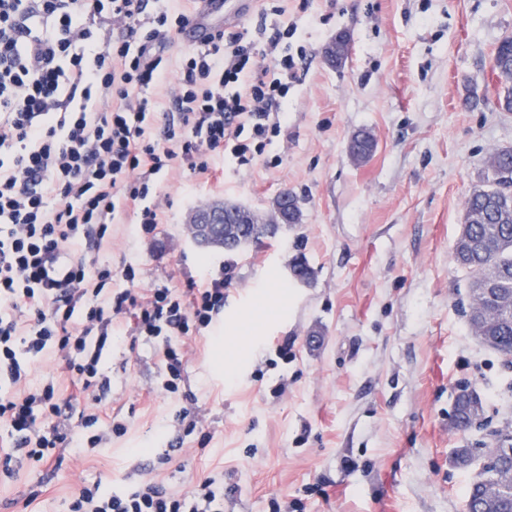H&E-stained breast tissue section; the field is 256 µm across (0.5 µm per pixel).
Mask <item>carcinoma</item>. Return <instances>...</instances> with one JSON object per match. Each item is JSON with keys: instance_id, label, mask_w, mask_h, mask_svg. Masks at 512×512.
<instances>
[{"instance_id": "1", "label": "carcinoma", "mask_w": 512, "mask_h": 512, "mask_svg": "<svg viewBox=\"0 0 512 512\" xmlns=\"http://www.w3.org/2000/svg\"><path fill=\"white\" fill-rule=\"evenodd\" d=\"M493 64L512 74V37L497 45ZM355 148L358 160H368L373 152L371 136L356 135ZM490 168L487 185L466 201L454 262L470 273V300L480 304L481 330L489 336L490 347L512 355V300L502 294L505 289L512 291V150L494 152ZM267 236L273 238L276 233H267L262 223L232 224L226 229L216 226L209 246L222 248L231 240L259 241ZM452 423L459 430L471 426L467 401L461 396L456 399ZM467 508L469 512H512V494L485 499L479 487H472Z\"/></svg>"}]
</instances>
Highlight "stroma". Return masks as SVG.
I'll return each instance as SVG.
<instances>
[{
  "instance_id": "obj_1",
  "label": "stroma",
  "mask_w": 512,
  "mask_h": 512,
  "mask_svg": "<svg viewBox=\"0 0 512 512\" xmlns=\"http://www.w3.org/2000/svg\"><path fill=\"white\" fill-rule=\"evenodd\" d=\"M240 29L285 28L297 59L273 164L226 165L221 180L167 175L155 235L113 225L88 259L138 267L136 288L185 287L233 260L224 334L193 336L180 392L160 388L158 343L124 336L105 352L103 410L128 422L101 453L18 459L0 474V512H68L80 482L115 490L157 478L180 490L224 483V512H466L467 492L512 424V365L476 338L453 261L468 196L495 150L512 149V111L496 104L492 55L512 36V0H281ZM350 35L342 67L323 47ZM369 132L375 150L347 146ZM292 191L302 221L227 253L191 242L187 217L226 201L269 214ZM314 271L295 280L294 259ZM469 385L484 427L451 416ZM198 428L180 437L183 394ZM472 448L459 468L453 453Z\"/></svg>"
}]
</instances>
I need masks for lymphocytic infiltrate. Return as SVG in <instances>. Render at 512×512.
Instances as JSON below:
<instances>
[{
    "label": "lymphocytic infiltrate",
    "instance_id": "1",
    "mask_svg": "<svg viewBox=\"0 0 512 512\" xmlns=\"http://www.w3.org/2000/svg\"><path fill=\"white\" fill-rule=\"evenodd\" d=\"M147 0H0V426L11 438L0 472L17 456L47 461L55 448L101 449L123 436L120 415L97 407L110 387L101 361L117 318L131 314L136 335L163 342V389L178 393L190 336L224 332L227 266L185 288H112V268L88 264L74 245L101 243L119 212L149 234L165 206L154 184L180 171L217 179L221 160L248 167L287 122L289 80L297 63L281 49L284 30L264 42L248 32L214 34L186 52L175 83L156 51L180 31L186 12L147 13ZM118 35L101 37L102 25ZM170 86L173 109L162 133L151 117L154 91ZM67 363L66 381L92 409L77 432L59 429V384L27 381L34 361ZM46 422L39 430L37 422ZM70 512H224V490L208 478L187 491L144 481L107 492L82 484Z\"/></svg>",
    "mask_w": 512,
    "mask_h": 512
}]
</instances>
